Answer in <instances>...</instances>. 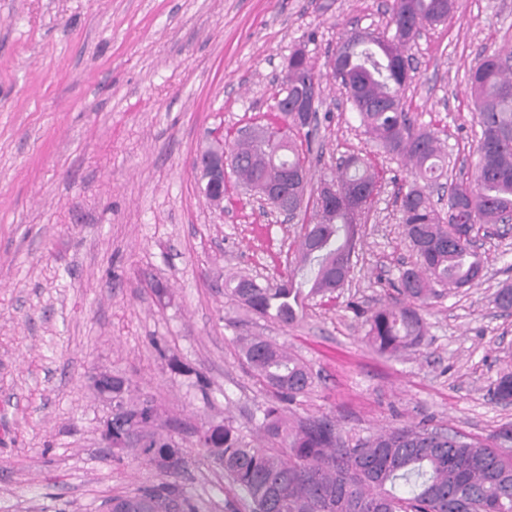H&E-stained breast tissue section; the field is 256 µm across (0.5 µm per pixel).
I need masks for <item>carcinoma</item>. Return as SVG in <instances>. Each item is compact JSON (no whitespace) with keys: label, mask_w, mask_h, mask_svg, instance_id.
Returning <instances> with one entry per match:
<instances>
[{"label":"carcinoma","mask_w":512,"mask_h":512,"mask_svg":"<svg viewBox=\"0 0 512 512\" xmlns=\"http://www.w3.org/2000/svg\"><path fill=\"white\" fill-rule=\"evenodd\" d=\"M455 0H392V34L347 37L336 49L339 65L332 75L347 90V102L360 125L386 153L411 165L412 182L400 197V224L418 261L403 270L397 289L406 302L381 305L365 317L367 340L382 353L419 348L426 336L422 315L445 290L469 288L483 276L484 260L470 235L477 224L493 228L512 215V55L482 56L466 75L480 127L477 161L470 178L448 185V215L430 199V189L448 178V152L435 131L415 129L404 110L410 79L401 67L413 34L400 31L406 22L437 25L448 19ZM284 89L290 100L308 96L306 80L315 77L300 50L288 60ZM320 99L313 117L300 122L292 112H279L266 124L241 134L231 150L228 168L253 194L283 178L285 171L306 169L316 135ZM303 134L306 146L293 136ZM336 203L322 218L313 214L301 225L296 266L280 280L261 282L240 276L225 282L230 297L255 316L291 326L303 315L306 301L343 287L352 265L359 230L366 223L377 190L378 175L367 159L350 156L329 178ZM308 179L285 186L297 214H306ZM364 193L363 207L349 208L345 199ZM494 307L512 311V284L503 283ZM248 367L282 402L309 391V366L283 347L260 336L240 339ZM114 405L133 421L143 442L139 453L148 462L169 448L160 432L154 401L132 396L130 383L115 376ZM491 398L512 400V371L502 372ZM261 442L245 440L230 425L204 435L215 448L216 465L247 497L252 512H512V428L473 442L451 430L424 423L393 427L354 441L344 439L328 419L288 423L284 408L263 409ZM123 512H198L193 499L170 483L141 489L119 499Z\"/></svg>","instance_id":"obj_1"}]
</instances>
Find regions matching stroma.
I'll use <instances>...</instances> for the list:
<instances>
[{
    "label": "stroma",
    "instance_id": "stroma-1",
    "mask_svg": "<svg viewBox=\"0 0 512 512\" xmlns=\"http://www.w3.org/2000/svg\"><path fill=\"white\" fill-rule=\"evenodd\" d=\"M390 0H0V512H106L114 497L174 482L202 512H249L197 434L231 422L253 439L273 391L247 367L241 333L284 344L313 370L289 417L331 418L365 437L425 422L476 440L512 424L489 389L512 368V231H477L478 285L424 311L425 343L400 357L365 339L362 311L395 300L415 260L399 222L407 168L369 140L331 59L353 30H383ZM305 50L321 88L310 164L319 183L351 155L383 178L335 298L284 327L231 301L224 278L277 279L300 224L255 212L227 183L222 208L197 189L210 132L276 111L289 56ZM512 50V0H456L412 42L409 115L438 133L448 174L472 175L479 127L464 76ZM109 371L154 400L179 446L177 476L116 455L91 377Z\"/></svg>",
    "mask_w": 512,
    "mask_h": 512
}]
</instances>
